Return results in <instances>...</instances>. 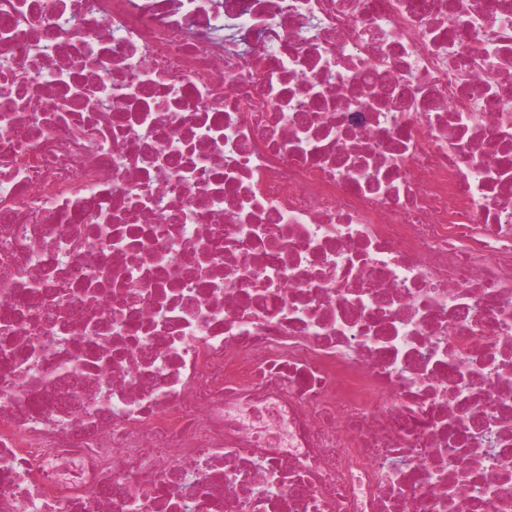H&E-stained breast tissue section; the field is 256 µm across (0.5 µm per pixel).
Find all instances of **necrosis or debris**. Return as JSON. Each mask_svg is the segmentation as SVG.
<instances>
[{
  "mask_svg": "<svg viewBox=\"0 0 512 512\" xmlns=\"http://www.w3.org/2000/svg\"><path fill=\"white\" fill-rule=\"evenodd\" d=\"M0 512H512V0H0Z\"/></svg>",
  "mask_w": 512,
  "mask_h": 512,
  "instance_id": "obj_1",
  "label": "necrosis or debris"
}]
</instances>
